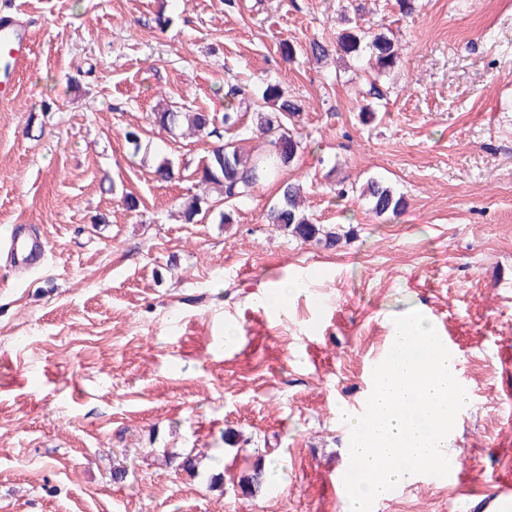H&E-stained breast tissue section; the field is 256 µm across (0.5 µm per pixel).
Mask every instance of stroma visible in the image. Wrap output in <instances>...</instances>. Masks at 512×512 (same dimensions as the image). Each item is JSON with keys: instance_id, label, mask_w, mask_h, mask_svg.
<instances>
[{"instance_id": "obj_1", "label": "stroma", "mask_w": 512, "mask_h": 512, "mask_svg": "<svg viewBox=\"0 0 512 512\" xmlns=\"http://www.w3.org/2000/svg\"><path fill=\"white\" fill-rule=\"evenodd\" d=\"M414 6L0 0L32 47L0 101V512H348L327 485L350 463L341 414L362 410L393 318L414 308L457 342L468 402L453 446L467 474L412 477L373 512H475L512 480V365L499 358L512 351V0ZM347 25L400 45L369 124L360 62L306 53ZM267 77L300 105L304 148L228 205L194 176L211 139L149 116L220 115L227 83L256 92ZM164 157L169 182L153 173ZM371 178L404 197L402 214L370 210L357 189ZM286 181L347 240L327 249L268 224ZM202 194L211 211L185 223ZM16 224L49 243L26 273L3 246ZM296 275L313 286L287 314L255 303ZM260 457L284 462L282 479L244 495Z\"/></svg>"}]
</instances>
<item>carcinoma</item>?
Wrapping results in <instances>:
<instances>
[{
  "label": "carcinoma",
  "mask_w": 512,
  "mask_h": 512,
  "mask_svg": "<svg viewBox=\"0 0 512 512\" xmlns=\"http://www.w3.org/2000/svg\"><path fill=\"white\" fill-rule=\"evenodd\" d=\"M336 50L366 57L370 66L368 95L371 101L360 108L366 116L377 112L375 101L383 97L377 82L396 64L398 45L387 34L359 30L342 32L336 36ZM227 104L221 117L212 112L196 110L181 112L166 108L153 113V121L168 130L176 129L183 123L191 125L194 133L201 136L219 135L217 124L230 131L239 127L241 113L253 111L256 114L257 128L268 138L270 149L263 154H245L231 143L221 144L211 150L203 165L195 170V177L202 185L216 184L224 190V201L234 202L247 197L261 183L274 177L288 166L302 148V140L295 128L288 127V119L299 115L300 106L288 94L282 82L268 79L264 82L258 97L244 87L232 85L225 92ZM302 186L286 182L281 196L267 213L268 223L276 226L287 235L303 242L314 241L325 247H335L343 239L339 230L324 224L314 223L301 207ZM360 195L368 200L371 210L381 216L396 215L404 208V199L378 180L371 179L360 188ZM209 210L205 199L196 196L183 205L185 221L192 223L203 211ZM266 481L263 459L253 464L249 474L243 477L240 489L251 495Z\"/></svg>",
  "instance_id": "carcinoma-1"
}]
</instances>
